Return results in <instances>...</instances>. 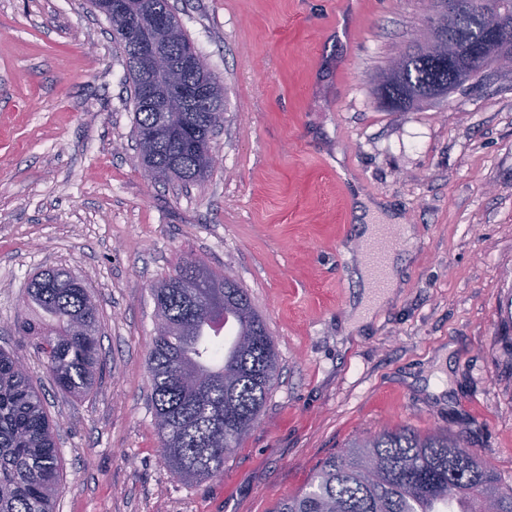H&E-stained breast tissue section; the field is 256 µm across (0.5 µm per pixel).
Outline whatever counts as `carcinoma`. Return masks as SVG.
Here are the masks:
<instances>
[{"label":"carcinoma","mask_w":512,"mask_h":512,"mask_svg":"<svg viewBox=\"0 0 512 512\" xmlns=\"http://www.w3.org/2000/svg\"><path fill=\"white\" fill-rule=\"evenodd\" d=\"M482 12L427 15L429 29L451 26L455 51L405 47L379 94L392 112H406L435 89H454L456 73L486 33L485 16L512 27V0H481ZM170 54L194 48L174 21ZM112 43L125 57L134 103V135L160 126L162 117L140 103V82L125 34L112 27ZM207 79L219 112L185 107L173 126L159 133L141 161L166 180L184 184L203 179L213 168L204 156L224 121V87L205 70L182 74L185 83ZM183 260L152 289L158 326L148 355L151 410L161 456L182 481L224 474V459L257 424L278 375L272 336L254 310L247 291L224 271L206 269L214 288H197ZM31 316L19 332L30 337L54 384L62 391L88 394L103 368L99 357V310L91 289L71 271L57 268L34 275L26 285ZM232 317L237 326L229 347L199 342L203 326ZM16 354L0 349V512H55L61 489L56 426L41 391L20 368ZM512 512V487L502 483L463 440L446 431L421 435L409 427L384 429L358 439L326 458L308 487L277 503L271 512Z\"/></svg>","instance_id":"1"}]
</instances>
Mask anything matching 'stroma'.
I'll return each mask as SVG.
<instances>
[{
  "instance_id": "obj_1",
  "label": "stroma",
  "mask_w": 512,
  "mask_h": 512,
  "mask_svg": "<svg viewBox=\"0 0 512 512\" xmlns=\"http://www.w3.org/2000/svg\"><path fill=\"white\" fill-rule=\"evenodd\" d=\"M224 85L218 163L148 184L124 59L90 0H0V348L58 425L56 512H271L387 426L452 431L512 485V71L408 112L375 87L424 40L427 0H170ZM414 233L364 325L357 194ZM187 256L230 270L280 375L221 476L180 481L148 402L153 286ZM100 306L105 371L60 391L18 324L40 270ZM385 267V287L386 288L378 297L372 301H366L365 298L361 300V305L357 310V318L360 323L368 322L373 313V308L378 305L386 303L394 294L395 290L401 285V266L396 260L394 255L386 258Z\"/></svg>"
}]
</instances>
